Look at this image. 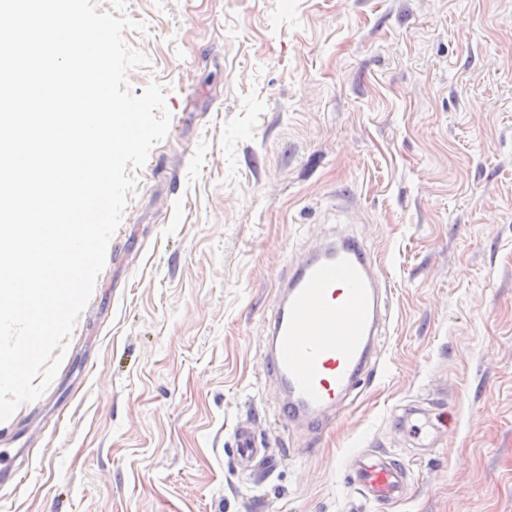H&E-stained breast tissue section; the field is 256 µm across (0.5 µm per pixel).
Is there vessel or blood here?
Returning <instances> with one entry per match:
<instances>
[{
    "label": "vessel or blood",
    "instance_id": "vessel-or-blood-1",
    "mask_svg": "<svg viewBox=\"0 0 512 512\" xmlns=\"http://www.w3.org/2000/svg\"><path fill=\"white\" fill-rule=\"evenodd\" d=\"M380 314L375 261L359 240L328 243L290 272L266 337V370L287 396L286 420L325 427L329 411L368 372ZM422 418L410 406L400 420L428 448L438 427H421ZM347 467L350 486L369 502L384 507L402 500L408 470L397 460L357 454Z\"/></svg>",
    "mask_w": 512,
    "mask_h": 512
}]
</instances>
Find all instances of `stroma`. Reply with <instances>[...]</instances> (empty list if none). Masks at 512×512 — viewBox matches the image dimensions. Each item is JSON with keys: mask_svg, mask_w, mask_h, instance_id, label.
Masks as SVG:
<instances>
[{"mask_svg": "<svg viewBox=\"0 0 512 512\" xmlns=\"http://www.w3.org/2000/svg\"><path fill=\"white\" fill-rule=\"evenodd\" d=\"M171 115L36 401L10 512H512V0H126ZM353 234L378 370L315 433L265 367L288 266ZM440 414L416 447L399 409ZM260 454L242 470L234 433ZM410 487L380 510L345 459ZM346 465L350 486L369 502L384 507L402 500L409 471L397 460L353 454Z\"/></svg>", "mask_w": 512, "mask_h": 512, "instance_id": "1", "label": "stroma"}]
</instances>
